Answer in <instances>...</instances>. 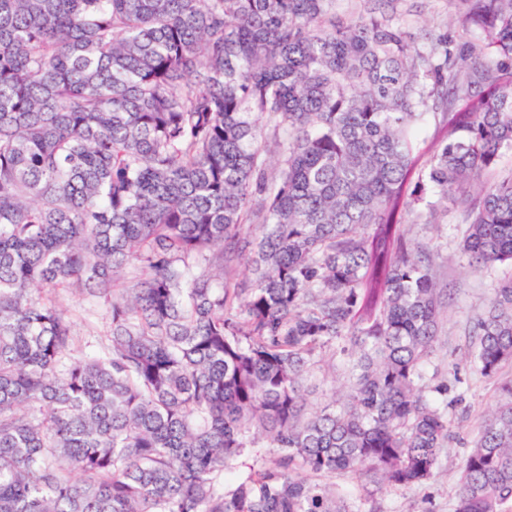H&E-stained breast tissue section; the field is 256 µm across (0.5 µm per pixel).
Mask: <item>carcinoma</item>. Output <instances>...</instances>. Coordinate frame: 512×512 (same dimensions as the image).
<instances>
[{"mask_svg":"<svg viewBox=\"0 0 512 512\" xmlns=\"http://www.w3.org/2000/svg\"><path fill=\"white\" fill-rule=\"evenodd\" d=\"M364 2L0 0V512H367L326 478L433 477L448 289L408 189L465 208L469 267L512 265V173L480 180L512 151V0H456L454 35ZM62 292L107 307L79 358ZM470 336L512 364V278ZM455 512H512V382ZM321 389L324 390V395H321V392H319L311 398L314 407H319L329 402L333 391H336V400H343L347 388L344 374V362L340 358L336 357V372L333 373L331 371L329 373L327 382L321 385L320 390Z\"/></svg>","mask_w":512,"mask_h":512,"instance_id":"cac0c4a2","label":"carcinoma"}]
</instances>
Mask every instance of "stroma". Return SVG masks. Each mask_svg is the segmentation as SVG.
Wrapping results in <instances>:
<instances>
[{
    "label": "stroma",
    "instance_id": "1",
    "mask_svg": "<svg viewBox=\"0 0 512 512\" xmlns=\"http://www.w3.org/2000/svg\"><path fill=\"white\" fill-rule=\"evenodd\" d=\"M458 16L453 0H404L398 15L400 24L416 28L429 24L456 31ZM466 228L461 210H450L436 224L410 223L409 241L428 246L440 265L442 283L452 290L446 310L447 321L424 369L430 385L446 382L449 397L457 398L450 419L456 439L442 457L434 477L406 489L380 490L375 486L359 489L346 476H336L338 489L362 492L367 507L374 512H454L456 488L463 456L473 444L479 427L495 408L502 384L512 381V365L504 366L493 378L481 376L470 358L469 326L489 304L498 281L512 275V267L500 265L492 271L468 267L459 252ZM60 303L74 321L83 352L96 349L109 329V317L103 303L64 293Z\"/></svg>",
    "mask_w": 512,
    "mask_h": 512
}]
</instances>
